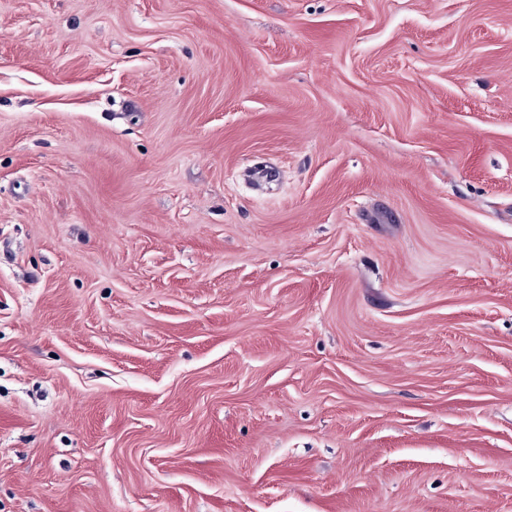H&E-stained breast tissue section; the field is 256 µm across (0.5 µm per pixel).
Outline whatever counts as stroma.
Segmentation results:
<instances>
[{
    "instance_id": "obj_1",
    "label": "stroma",
    "mask_w": 512,
    "mask_h": 512,
    "mask_svg": "<svg viewBox=\"0 0 512 512\" xmlns=\"http://www.w3.org/2000/svg\"><path fill=\"white\" fill-rule=\"evenodd\" d=\"M0 512H512V0H0Z\"/></svg>"
}]
</instances>
